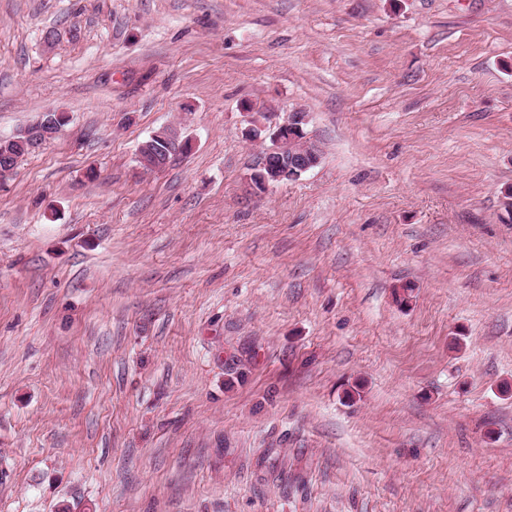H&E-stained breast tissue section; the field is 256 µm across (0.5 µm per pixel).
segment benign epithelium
<instances>
[{
    "mask_svg": "<svg viewBox=\"0 0 512 512\" xmlns=\"http://www.w3.org/2000/svg\"><path fill=\"white\" fill-rule=\"evenodd\" d=\"M310 121V113L295 110L288 113L285 122L276 128L271 138L272 146L264 149L259 164L245 177L249 194H263L276 184L299 179L317 166L321 159L319 146L309 141L304 126ZM68 122L64 112L48 111L35 123L22 129L23 138H0V181L14 174L10 146L19 144L34 151L54 138Z\"/></svg>",
    "mask_w": 512,
    "mask_h": 512,
    "instance_id": "1",
    "label": "benign epithelium"
}]
</instances>
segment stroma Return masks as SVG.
Listing matches in <instances>:
<instances>
[{"mask_svg": "<svg viewBox=\"0 0 512 512\" xmlns=\"http://www.w3.org/2000/svg\"><path fill=\"white\" fill-rule=\"evenodd\" d=\"M297 109L320 163L247 194ZM50 110L0 512H512V0H0V137Z\"/></svg>", "mask_w": 512, "mask_h": 512, "instance_id": "1", "label": "stroma"}]
</instances>
